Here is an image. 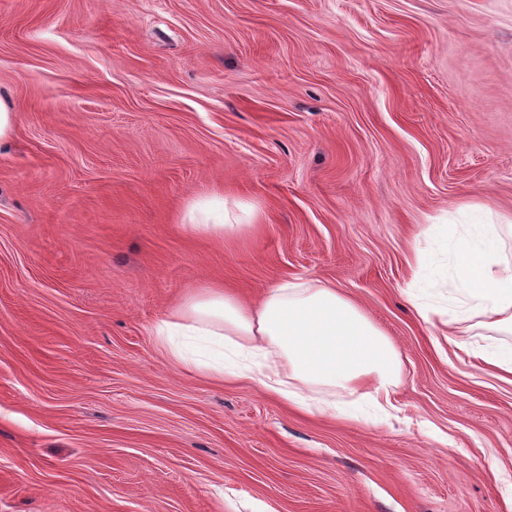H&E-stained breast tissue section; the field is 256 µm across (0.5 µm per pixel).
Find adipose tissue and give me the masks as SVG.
<instances>
[{"label": "adipose tissue", "mask_w": 512, "mask_h": 512, "mask_svg": "<svg viewBox=\"0 0 512 512\" xmlns=\"http://www.w3.org/2000/svg\"><path fill=\"white\" fill-rule=\"evenodd\" d=\"M184 229L194 236L248 232L219 199L194 205ZM503 224H479L472 234L449 230L451 275L457 285L449 325L479 318L483 327L512 332V260L502 250ZM158 344L178 364L198 372L255 381L310 412L331 414L342 390L378 409L402 372L391 340L353 301L325 284L278 283L252 304L218 284L187 293L171 319L154 328Z\"/></svg>", "instance_id": "1"}]
</instances>
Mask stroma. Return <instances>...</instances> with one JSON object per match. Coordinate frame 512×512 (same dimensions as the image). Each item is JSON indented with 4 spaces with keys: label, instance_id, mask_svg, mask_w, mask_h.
Masks as SVG:
<instances>
[{
    "label": "stroma",
    "instance_id": "35a3bbf8",
    "mask_svg": "<svg viewBox=\"0 0 512 512\" xmlns=\"http://www.w3.org/2000/svg\"><path fill=\"white\" fill-rule=\"evenodd\" d=\"M0 92V512H512V384L449 343L429 230L512 223V0H0ZM211 194L256 227L185 233ZM287 280L395 345L388 418L152 334Z\"/></svg>",
    "mask_w": 512,
    "mask_h": 512
}]
</instances>
